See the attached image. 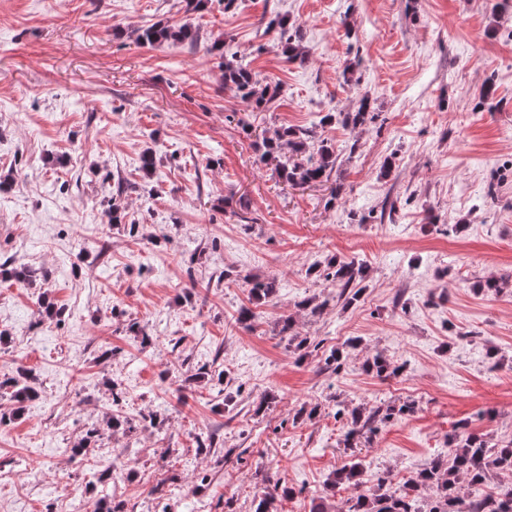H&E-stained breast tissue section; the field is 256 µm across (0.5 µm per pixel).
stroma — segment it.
Returning <instances> with one entry per match:
<instances>
[{
    "instance_id": "stroma-1",
    "label": "stroma",
    "mask_w": 512,
    "mask_h": 512,
    "mask_svg": "<svg viewBox=\"0 0 512 512\" xmlns=\"http://www.w3.org/2000/svg\"><path fill=\"white\" fill-rule=\"evenodd\" d=\"M275 13L299 25L304 61L265 32ZM166 21L200 41L137 43ZM219 38L282 84L270 111L225 85L208 51ZM364 96L375 122L322 132L337 155L327 184L294 188L259 162L262 131ZM0 176V263L38 273L32 288L0 279V378L29 369L40 387L16 418L0 395V512H253L277 479L295 490L277 512H311L349 456L373 485L425 468L460 421L512 441V282L477 287L512 272V0H211L199 13L185 0H0ZM119 182L126 218L112 224L103 202ZM332 257L364 262L366 291L311 314L303 300L327 290L308 270ZM253 278L275 297L250 303ZM44 296L60 318L40 316ZM287 318L320 348H289ZM378 352L398 375L366 372ZM340 401L414 409L351 453ZM305 405L317 414L298 418ZM113 414L132 431L72 457ZM116 455L124 470L98 482Z\"/></svg>"
}]
</instances>
